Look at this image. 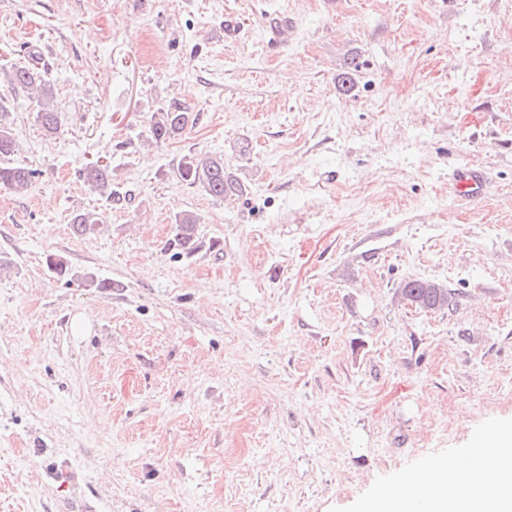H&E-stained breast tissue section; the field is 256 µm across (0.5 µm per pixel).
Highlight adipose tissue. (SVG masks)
Returning a JSON list of instances; mask_svg holds the SVG:
<instances>
[{"label": "adipose tissue", "instance_id": "adipose-tissue-1", "mask_svg": "<svg viewBox=\"0 0 512 512\" xmlns=\"http://www.w3.org/2000/svg\"><path fill=\"white\" fill-rule=\"evenodd\" d=\"M424 488L428 512H512V428L480 437L467 456H448L391 485L383 512H411Z\"/></svg>", "mask_w": 512, "mask_h": 512}]
</instances>
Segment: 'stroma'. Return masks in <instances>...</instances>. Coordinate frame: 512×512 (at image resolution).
Masks as SVG:
<instances>
[{
  "label": "stroma",
  "mask_w": 512,
  "mask_h": 512,
  "mask_svg": "<svg viewBox=\"0 0 512 512\" xmlns=\"http://www.w3.org/2000/svg\"><path fill=\"white\" fill-rule=\"evenodd\" d=\"M0 98L37 172L0 187V512H359L512 424V0H0ZM173 102L196 122L155 141ZM189 153L244 195L180 182ZM184 212L218 249L165 251ZM45 72L38 71L27 66L16 67L13 72V80L29 90L35 89L39 93L40 108L36 113V121L46 132L55 133L59 128L57 112L50 107L52 98V86ZM485 175L476 166L458 169L448 181V191L472 203L482 198L485 188ZM403 299L424 311L441 310L449 306L451 293L447 286L427 280H408L400 287Z\"/></svg>",
  "instance_id": "1"
}]
</instances>
